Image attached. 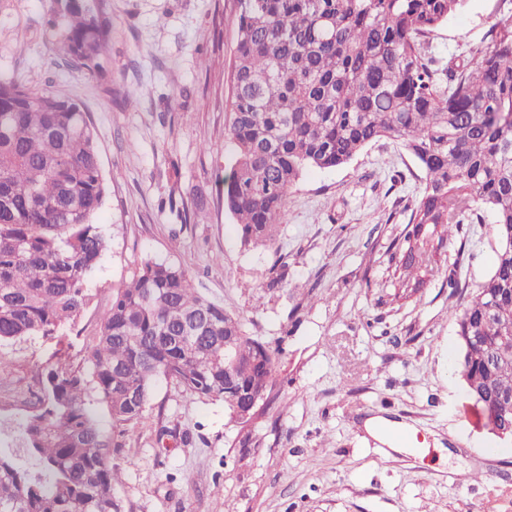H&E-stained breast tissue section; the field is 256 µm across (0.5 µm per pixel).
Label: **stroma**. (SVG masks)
<instances>
[{"mask_svg": "<svg viewBox=\"0 0 512 512\" xmlns=\"http://www.w3.org/2000/svg\"><path fill=\"white\" fill-rule=\"evenodd\" d=\"M105 4L109 53L92 74L56 49L55 0H0V74L72 99L96 133L109 250L81 327L92 331L113 288L152 257L279 350L278 395L246 435L223 401L155 383L145 418L114 438L120 512H512V444L466 391L451 316L493 270L491 225H463L439 274L396 298L425 174L384 138L346 165L303 173L276 251L244 247L224 209L236 0ZM510 20L512 0H467L428 35L430 51L446 67ZM279 255L288 282L272 289ZM55 350L41 337L0 348V451H15ZM376 416L411 426L419 450L386 454L364 428Z\"/></svg>", "mask_w": 512, "mask_h": 512, "instance_id": "obj_1", "label": "stroma"}]
</instances>
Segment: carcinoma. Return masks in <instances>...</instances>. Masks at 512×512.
Returning a JSON list of instances; mask_svg holds the SVG:
<instances>
[{
  "label": "carcinoma",
  "instance_id": "cac0c4a2",
  "mask_svg": "<svg viewBox=\"0 0 512 512\" xmlns=\"http://www.w3.org/2000/svg\"><path fill=\"white\" fill-rule=\"evenodd\" d=\"M467 0H237L224 209L247 247L275 245L288 192L307 168L347 164L370 143L401 141L425 173L404 263L440 272L462 224L493 218L494 269L453 313L460 374L485 420L512 423V23L444 70L423 42ZM62 51L101 72L104 0H56ZM106 183L93 127L73 101L0 77V346L69 334L80 359L52 356L34 412L16 425L30 463L0 451V512H118L120 473L104 407L120 432L145 418L163 376L198 397L224 387V337H236L238 389L276 397L278 350L201 294L186 272L148 259L89 336L76 330L109 249L95 222Z\"/></svg>",
  "mask_w": 512,
  "mask_h": 512
}]
</instances>
